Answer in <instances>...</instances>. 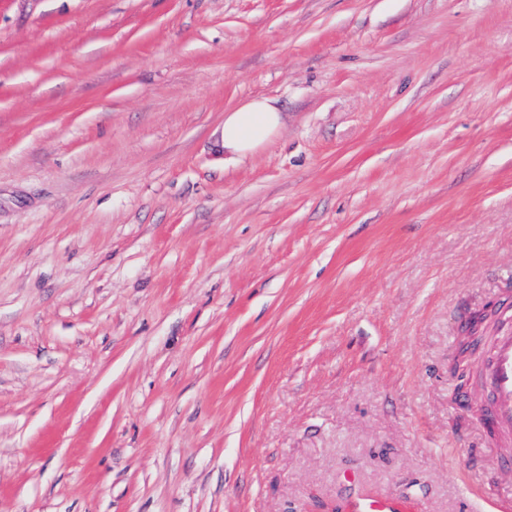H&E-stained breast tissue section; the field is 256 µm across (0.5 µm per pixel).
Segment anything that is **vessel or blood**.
<instances>
[{
  "instance_id": "vessel-or-blood-1",
  "label": "vessel or blood",
  "mask_w": 512,
  "mask_h": 512,
  "mask_svg": "<svg viewBox=\"0 0 512 512\" xmlns=\"http://www.w3.org/2000/svg\"><path fill=\"white\" fill-rule=\"evenodd\" d=\"M488 365L484 381L491 402L488 421L498 436L512 437V332L494 329L487 337ZM350 512H403L401 499L394 495H364L352 501Z\"/></svg>"
}]
</instances>
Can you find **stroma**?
Wrapping results in <instances>:
<instances>
[{"mask_svg": "<svg viewBox=\"0 0 512 512\" xmlns=\"http://www.w3.org/2000/svg\"><path fill=\"white\" fill-rule=\"evenodd\" d=\"M508 293L512 0H0V512H484ZM224 115V153L244 157L280 127L283 115L272 99H253ZM349 512H404L401 499L395 495H362L348 505Z\"/></svg>", "mask_w": 512, "mask_h": 512, "instance_id": "1", "label": "stroma"}]
</instances>
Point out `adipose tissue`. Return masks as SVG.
Instances as JSON below:
<instances>
[{
  "label": "adipose tissue",
  "mask_w": 512,
  "mask_h": 512,
  "mask_svg": "<svg viewBox=\"0 0 512 512\" xmlns=\"http://www.w3.org/2000/svg\"><path fill=\"white\" fill-rule=\"evenodd\" d=\"M282 120L274 100L267 98L253 99L230 110L224 119L225 152L246 156L265 143Z\"/></svg>",
  "instance_id": "obj_1"
}]
</instances>
